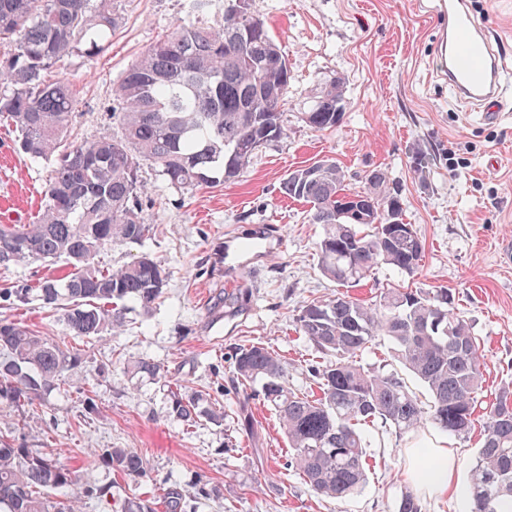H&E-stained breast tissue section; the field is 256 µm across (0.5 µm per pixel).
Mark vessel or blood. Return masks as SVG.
<instances>
[{
  "label": "vessel or blood",
  "mask_w": 512,
  "mask_h": 512,
  "mask_svg": "<svg viewBox=\"0 0 512 512\" xmlns=\"http://www.w3.org/2000/svg\"><path fill=\"white\" fill-rule=\"evenodd\" d=\"M423 5L440 23L437 75L460 102L478 106L484 122L497 123L502 110V83L512 61L470 11L467 0H424ZM252 240L264 245L269 255L285 247L284 238L271 224L261 225Z\"/></svg>",
  "instance_id": "b4317fda"
}]
</instances>
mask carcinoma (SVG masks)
I'll list each match as a JSON object with an SVG mask.
<instances>
[{
    "mask_svg": "<svg viewBox=\"0 0 512 512\" xmlns=\"http://www.w3.org/2000/svg\"><path fill=\"white\" fill-rule=\"evenodd\" d=\"M212 0H191L198 19L178 23L146 49L123 73L114 97L121 135L103 132L90 140L68 134L76 89L53 73L66 58L99 56L119 26L117 0H0V43L10 47L0 61V121L18 132V149L51 165L45 205L29 220L0 224V267L27 261L53 264L65 259L70 271L34 288H3L6 302L37 301L62 312L70 333L93 339L124 326L116 302H133L148 313L167 281L162 262L148 254L117 268L96 263L101 249L137 244L150 233L141 196V170L148 165L170 188L184 192L232 181L265 145L284 135L283 111L291 88L287 58L253 12L224 14L219 26L204 22ZM346 78L326 76L310 97L308 126L330 130ZM283 196L309 206L312 223L323 225L319 243L322 273L354 288L379 264L409 275L420 266L424 245L411 224H388L391 208L401 209L398 191L379 171L349 191L344 171L321 159L291 172ZM350 194L366 208L353 223L337 214ZM299 332L331 360L310 363L319 394L299 393L288 383L279 356L260 344L237 347L230 355L234 389L255 391L276 412L293 450L291 465L312 490L342 498L369 480L367 435L362 424L379 420L401 433L431 426L458 438L470 434L476 394L485 365L469 323L455 311L446 288L392 287L374 302L348 294L301 306ZM432 398L422 407L396 371L364 368L358 357L378 337ZM78 350L60 346L15 321L0 320V399L33 405L78 372ZM134 371L162 378L160 365L145 357ZM171 412L185 426L200 418L224 420V403L199 407V398L171 392ZM483 439L470 471V512H512V392L496 396L482 414ZM91 454L113 472L133 481L149 477L134 448H102ZM72 472L37 448L0 445V512H77L59 499ZM208 482L193 491L170 490L171 512H197L208 498ZM121 512H155L154 503L133 495Z\"/></svg>",
    "mask_w": 512,
    "mask_h": 512,
    "instance_id": "cac0c4a2",
    "label": "carcinoma"
}]
</instances>
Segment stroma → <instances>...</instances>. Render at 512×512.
Returning a JSON list of instances; mask_svg holds the SVG:
<instances>
[{
    "label": "stroma",
    "mask_w": 512,
    "mask_h": 512,
    "mask_svg": "<svg viewBox=\"0 0 512 512\" xmlns=\"http://www.w3.org/2000/svg\"><path fill=\"white\" fill-rule=\"evenodd\" d=\"M190 0H121L122 23L96 59L75 58L58 74L76 86L70 118L77 137L118 132L113 85L131 62L172 24L191 22ZM474 14L501 38L512 56V0H470ZM288 58L292 89L284 109L285 133L261 148L235 181L190 193L169 189L151 168L144 214L152 232L138 244H118L99 255L117 268L149 253L168 274L162 298L150 314L130 305L124 327L81 346L79 381L44 401L18 407L0 400V442L55 455L71 469L70 496L81 512H119L141 494L165 507L167 490L186 491L197 478L213 489L198 512H396L402 492L413 490L423 512H468V496H437L412 485L405 471L413 451L444 446L457 458L456 478L467 485L480 433L461 440L433 429L398 433L377 423L369 429L368 484L344 499L317 495L291 467V450L278 420L261 397L231 383L233 347L261 343L288 369V381L308 393L306 371L323 355L296 328L301 305L340 292L318 265L321 225L307 204L285 198L288 174L322 158L343 168L349 188L360 189L373 170L398 189L406 223L424 243L415 275L374 268L353 297L373 301L389 287L445 288L470 323L486 362L480 406L512 390V88L497 124L466 112L432 74L437 24L417 0H251ZM345 76L344 114L336 128L317 131L301 114L318 82ZM12 127L0 124V222L39 211L50 168L19 153ZM259 224L278 225L286 239L272 258L242 250ZM246 263L240 283L227 287L233 267ZM9 319L64 345L73 339L61 315L37 304L0 305ZM161 365L165 381L135 374L131 357ZM183 393L224 400V421L200 419L184 426L171 413L167 382ZM95 410L84 413V398ZM91 448H135L150 481L134 482L91 462ZM104 487L105 500L87 487Z\"/></svg>",
    "instance_id": "obj_1"
}]
</instances>
